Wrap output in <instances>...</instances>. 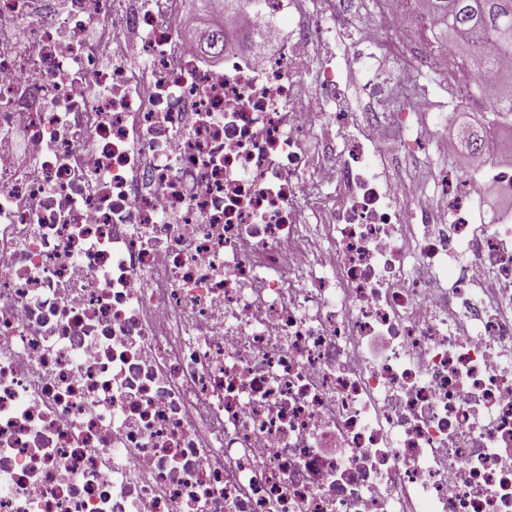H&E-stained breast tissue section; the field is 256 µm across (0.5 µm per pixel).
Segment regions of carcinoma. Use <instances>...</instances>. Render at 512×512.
Wrapping results in <instances>:
<instances>
[{
	"label": "carcinoma",
	"instance_id": "carcinoma-1",
	"mask_svg": "<svg viewBox=\"0 0 512 512\" xmlns=\"http://www.w3.org/2000/svg\"><path fill=\"white\" fill-rule=\"evenodd\" d=\"M431 16L449 19L451 41L464 50L462 61H470L478 73L479 87L495 92L494 112L512 120V70L497 69L496 56H512V0H429ZM489 37L495 54L476 57L477 43Z\"/></svg>",
	"mask_w": 512,
	"mask_h": 512
}]
</instances>
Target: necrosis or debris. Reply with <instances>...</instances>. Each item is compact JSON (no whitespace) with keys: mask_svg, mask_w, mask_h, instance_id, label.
Wrapping results in <instances>:
<instances>
[{"mask_svg":"<svg viewBox=\"0 0 512 512\" xmlns=\"http://www.w3.org/2000/svg\"><path fill=\"white\" fill-rule=\"evenodd\" d=\"M260 0L180 40L184 0H0V512H512V167L441 143L378 66L428 0ZM368 73L356 125L344 71ZM385 344L372 351L374 341ZM368 4L369 0H345L344 24L337 27L325 49L328 54H336L340 63H343L344 58H348L353 44L359 37L360 26L368 17ZM435 124L430 123L428 128H425L423 138L432 143V149L429 154L424 155H391L387 158L386 162L392 173H401L405 179L410 180L418 171L419 167L426 160H430L437 165H440V160L436 154L435 147Z\"/></svg>","mask_w":512,"mask_h":512,"instance_id":"1","label":"necrosis or debris"}]
</instances>
